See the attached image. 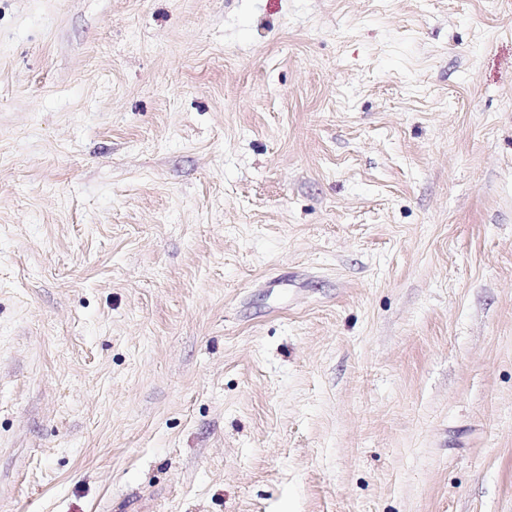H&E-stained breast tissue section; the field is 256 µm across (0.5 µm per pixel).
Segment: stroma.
<instances>
[{"label": "stroma", "instance_id": "obj_1", "mask_svg": "<svg viewBox=\"0 0 512 512\" xmlns=\"http://www.w3.org/2000/svg\"><path fill=\"white\" fill-rule=\"evenodd\" d=\"M0 512H512V0H0Z\"/></svg>", "mask_w": 512, "mask_h": 512}]
</instances>
